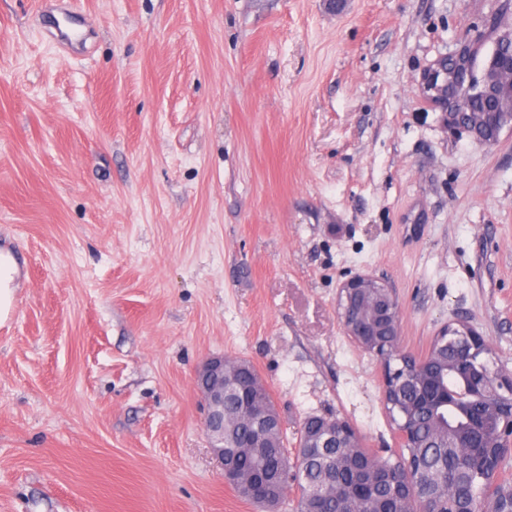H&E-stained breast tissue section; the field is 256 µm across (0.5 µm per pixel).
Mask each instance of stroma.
<instances>
[{
	"label": "stroma",
	"instance_id": "35a3bbf8",
	"mask_svg": "<svg viewBox=\"0 0 512 512\" xmlns=\"http://www.w3.org/2000/svg\"><path fill=\"white\" fill-rule=\"evenodd\" d=\"M501 3L0 0V512H259L203 429L215 355L287 434L397 447L338 313L357 274L402 350L464 321L512 373V130L451 135L421 90ZM17 271L15 260L10 254L0 252V296L3 299V310H7L11 304L12 289L10 284L13 280V274ZM0 311V312H2Z\"/></svg>",
	"mask_w": 512,
	"mask_h": 512
}]
</instances>
